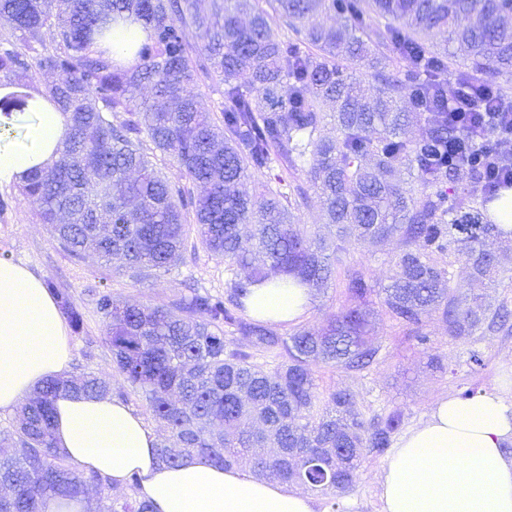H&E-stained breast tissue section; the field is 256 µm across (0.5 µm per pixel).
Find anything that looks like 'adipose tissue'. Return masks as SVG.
I'll use <instances>...</instances> for the list:
<instances>
[{"label":"adipose tissue","instance_id":"adipose-tissue-1","mask_svg":"<svg viewBox=\"0 0 512 512\" xmlns=\"http://www.w3.org/2000/svg\"><path fill=\"white\" fill-rule=\"evenodd\" d=\"M32 142L0 145V183L20 181L58 159L62 113L33 116ZM310 303L308 288L272 281L252 288L250 316L287 323ZM70 336L44 281L26 265L0 262V411L16 408L43 380L69 369ZM54 438L71 464L110 478L114 491L138 475L136 495L154 512H317L308 494L184 460L157 463L158 438L142 417L112 397L66 394L55 402ZM512 406L494 395L451 396L398 440L379 479L380 512H512Z\"/></svg>","mask_w":512,"mask_h":512}]
</instances>
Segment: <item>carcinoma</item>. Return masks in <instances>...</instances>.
Listing matches in <instances>:
<instances>
[{"instance_id":"carcinoma-1","label":"carcinoma","mask_w":512,"mask_h":512,"mask_svg":"<svg viewBox=\"0 0 512 512\" xmlns=\"http://www.w3.org/2000/svg\"><path fill=\"white\" fill-rule=\"evenodd\" d=\"M272 12L296 40L272 28ZM328 12L344 22L323 26ZM371 12L385 21L372 46L362 37ZM0 16L11 23L0 34V81L22 89L13 104L37 112L40 99L66 116L58 160L16 184L61 247L77 259L118 255L133 277L166 273L191 224L229 270L247 271L222 296L193 288L167 304L128 305L98 293L105 342L128 386L119 396L137 397L167 430L159 462L195 457L230 469L248 457L260 477L336 497L363 457L388 453L403 412L367 421L352 392L320 397L312 370L378 362L363 272L347 274L344 305L319 331L285 339L242 315L250 287L274 278L327 287L347 237L368 248L398 239L384 305L419 344L430 342L422 328L433 312L453 339L509 321L504 307L467 304L459 292L465 279H512L485 249L487 238L509 236L488 213L508 183L490 189L494 132L472 137L448 118V71L461 56L468 69L459 83L512 79V0H0ZM132 25L143 36L113 54L112 35ZM189 25L224 86L218 120L199 107L202 65ZM443 31L448 44L434 43ZM373 51L379 88L366 96L350 65ZM36 70L58 79L33 89ZM415 113L428 126L421 137L408 134ZM330 125L334 138L324 135ZM157 151L200 192L163 176L149 160ZM257 174L267 182L251 192ZM311 189L334 241L294 223ZM445 253L443 267L435 256ZM54 296L80 330L71 296ZM226 326L235 337L224 336ZM258 353L278 363L266 370ZM68 393L106 396L112 385L88 370L35 388L0 430V512H40L48 497L82 499L91 486H110L76 470L54 443V402ZM138 484L132 475L129 493L100 496L89 512H154Z\"/></svg>"}]
</instances>
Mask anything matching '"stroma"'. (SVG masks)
<instances>
[{"label": "stroma", "instance_id": "stroma-1", "mask_svg": "<svg viewBox=\"0 0 512 512\" xmlns=\"http://www.w3.org/2000/svg\"><path fill=\"white\" fill-rule=\"evenodd\" d=\"M2 198L9 205L0 209V259L27 265L51 287L69 294L83 313L81 332L70 336L71 374L88 368L111 381L113 388L125 386L105 343L96 290L107 289L115 299L129 303L160 304L191 286L223 292L229 277L223 259L201 245L181 255L170 273L141 280L117 273L115 264L103 263L92 255L74 259L60 247L49 226L39 223L33 205L22 200L15 184H0ZM343 255L345 266L338 269L335 285L315 293L307 311L282 326L280 333L287 336L301 327L316 329L324 325L344 303L347 270L356 269L364 273L372 289L367 301L370 336L381 346L380 362L363 372L318 365L314 377L319 394L335 389L353 392L368 419L400 409L408 428L419 424L436 400L458 396L469 389L512 403V331L478 332L471 338L455 340L449 337L440 314L435 313L423 328L429 343L418 344L408 328L384 312L382 290L393 273L388 256L368 251L353 239L344 242ZM86 348L91 351L87 358L82 355ZM474 350L481 353L484 367L471 363L470 353ZM384 464L381 457L364 458L350 491L334 500L317 495L319 512H380L378 480Z\"/></svg>", "mask_w": 512, "mask_h": 512}]
</instances>
